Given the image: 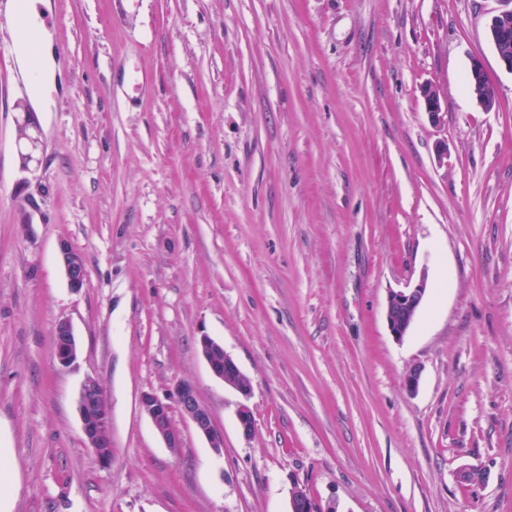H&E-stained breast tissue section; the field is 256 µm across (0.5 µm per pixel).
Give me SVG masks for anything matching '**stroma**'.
I'll return each mask as SVG.
<instances>
[{
    "mask_svg": "<svg viewBox=\"0 0 512 512\" xmlns=\"http://www.w3.org/2000/svg\"><path fill=\"white\" fill-rule=\"evenodd\" d=\"M15 2L0 0L9 512H290L297 487L321 512H512L499 0H49L65 64L33 145L18 121L34 82L7 56ZM475 57L498 91L488 112L467 84ZM63 242L84 260L77 291ZM422 278L395 339L388 294ZM62 320L79 344L66 367ZM204 336L249 396L212 375ZM89 377L111 408L106 465L78 411ZM184 381L222 450L175 407L171 451L143 411V393ZM56 348L55 356L58 363L68 366L78 356V344L71 324L68 321H60L55 327ZM201 352L206 360L212 374L225 385L237 391L240 395L249 396L252 390L250 378L238 367L233 358L224 351V364L218 363L213 359L212 353L219 344L208 336H204L200 341ZM230 369V372L226 370Z\"/></svg>",
    "mask_w": 512,
    "mask_h": 512,
    "instance_id": "stroma-1",
    "label": "stroma"
}]
</instances>
